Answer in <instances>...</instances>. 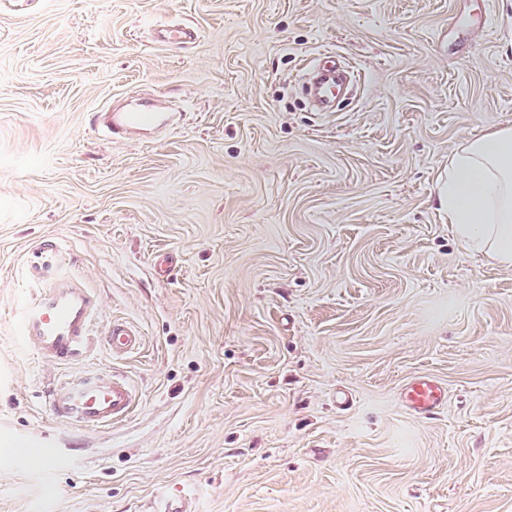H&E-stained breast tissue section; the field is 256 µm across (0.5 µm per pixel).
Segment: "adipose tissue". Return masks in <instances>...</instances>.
I'll return each instance as SVG.
<instances>
[{"mask_svg": "<svg viewBox=\"0 0 512 512\" xmlns=\"http://www.w3.org/2000/svg\"><path fill=\"white\" fill-rule=\"evenodd\" d=\"M448 228L472 253L512 267V129L475 140L448 160L438 187Z\"/></svg>", "mask_w": 512, "mask_h": 512, "instance_id": "adipose-tissue-1", "label": "adipose tissue"}]
</instances>
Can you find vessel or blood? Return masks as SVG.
I'll use <instances>...</instances> for the list:
<instances>
[{
    "mask_svg": "<svg viewBox=\"0 0 512 512\" xmlns=\"http://www.w3.org/2000/svg\"><path fill=\"white\" fill-rule=\"evenodd\" d=\"M158 37L166 46L181 50L191 48L196 40L195 32L186 26L162 29ZM336 59V53L326 51L305 68L306 91L317 111H330L343 82ZM91 122L104 125L107 138L125 139L147 131L176 129L179 117L150 108L96 112ZM23 266L31 290L14 308L22 347L46 364L85 368L83 374L47 387L44 403L50 414L59 424L86 433L126 420L137 398L134 386L126 377L92 367L91 362L100 345L115 356L138 350L141 332L117 317L99 324L102 298L75 271L71 252L56 237L43 236L31 243ZM404 398L413 411L426 414L443 403L445 390L432 379L420 378L406 388Z\"/></svg>",
    "mask_w": 512,
    "mask_h": 512,
    "instance_id": "obj_1",
    "label": "vessel or blood"
}]
</instances>
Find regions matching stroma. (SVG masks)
<instances>
[{"label":"stroma","instance_id":"35a3bbf8","mask_svg":"<svg viewBox=\"0 0 512 512\" xmlns=\"http://www.w3.org/2000/svg\"><path fill=\"white\" fill-rule=\"evenodd\" d=\"M185 24L175 51L158 28ZM361 74L312 110L307 63ZM178 110L106 140L101 108ZM512 127V0H7L0 5V512H512V268L448 230L438 182ZM61 238L142 347L94 434L18 344L26 244ZM427 375L445 404L419 416ZM47 443L54 469L16 463ZM159 40L168 47L187 50L195 43V32L186 26H173L158 32ZM404 398L413 411L426 414L444 402L445 389L430 378H419L405 389Z\"/></svg>","mask_w":512,"mask_h":512}]
</instances>
